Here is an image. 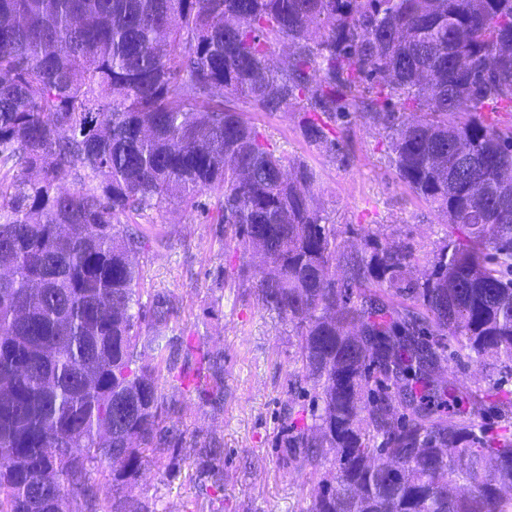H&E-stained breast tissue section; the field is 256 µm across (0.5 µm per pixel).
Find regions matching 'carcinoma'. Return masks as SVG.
Wrapping results in <instances>:
<instances>
[{"label": "carcinoma", "mask_w": 512, "mask_h": 512, "mask_svg": "<svg viewBox=\"0 0 512 512\" xmlns=\"http://www.w3.org/2000/svg\"><path fill=\"white\" fill-rule=\"evenodd\" d=\"M491 105L512 112V0H0V512H102L89 467L129 484L171 442L163 346L140 336L177 306L142 301L130 223L204 193L301 336L307 512H512V434L431 373L512 372V126ZM245 107L297 113L331 154L337 116L381 127L448 224L430 273L394 239L342 249L312 169ZM199 454L223 482V449Z\"/></svg>", "instance_id": "1"}]
</instances>
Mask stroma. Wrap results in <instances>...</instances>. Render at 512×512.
I'll return each mask as SVG.
<instances>
[{
	"label": "stroma",
	"instance_id": "1",
	"mask_svg": "<svg viewBox=\"0 0 512 512\" xmlns=\"http://www.w3.org/2000/svg\"><path fill=\"white\" fill-rule=\"evenodd\" d=\"M279 151L307 164L315 192L346 249L364 251L367 236L405 241L423 277L447 240V227L405 188L390 166L380 128L358 116L337 124L340 151L331 155L307 141L293 112H246ZM153 242L136 260L144 294L169 292L179 314L167 325L144 326L142 341L169 342L176 365L161 376L162 412L176 442L149 452L135 483L114 486L112 469L92 471L102 506L136 500L144 512H306L309 471L283 445L288 410L296 399L289 375L297 367L299 338L288 318L264 308L239 276L241 253L228 251L216 225L199 210L168 205L138 220ZM224 355L216 380L208 358ZM475 400L512 391V374L468 364L459 371ZM305 392L304 406H311ZM224 450V484L215 487L210 463L197 450Z\"/></svg>",
	"mask_w": 512,
	"mask_h": 512
}]
</instances>
